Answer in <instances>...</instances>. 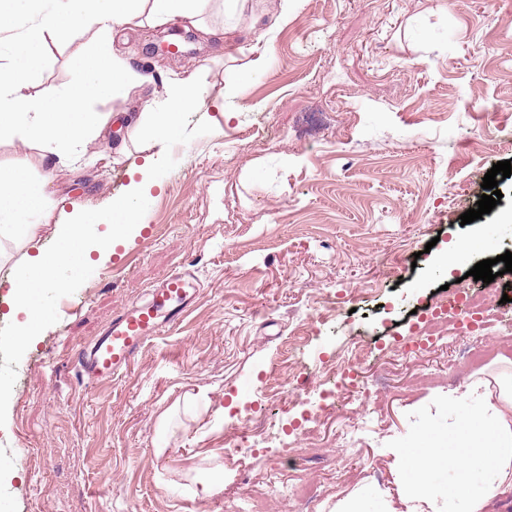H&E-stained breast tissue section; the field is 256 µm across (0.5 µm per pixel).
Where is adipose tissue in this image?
Wrapping results in <instances>:
<instances>
[{
  "instance_id": "obj_1",
  "label": "adipose tissue",
  "mask_w": 512,
  "mask_h": 512,
  "mask_svg": "<svg viewBox=\"0 0 512 512\" xmlns=\"http://www.w3.org/2000/svg\"><path fill=\"white\" fill-rule=\"evenodd\" d=\"M210 0H30L36 21L14 47V61L0 66V142L19 139L34 144L46 157L68 158L85 141L102 135L108 120L90 111L88 103L100 92L126 96L138 81L125 60L113 50L117 29L142 26L144 19L160 25L177 19L196 21ZM89 34L87 52L79 59L85 80L59 91L54 108H44L31 91L30 71L47 40ZM195 94L186 81L168 85L162 102L145 101L133 118L132 132L165 143L180 131L182 112L193 107ZM29 158H16L0 167V234L22 244L25 254L11 280L12 315L17 350L47 325L39 313L42 289L61 283L67 266L63 254L51 255L38 245L40 217L51 202L43 183L29 180ZM106 222V239H98L90 214L54 228L58 241L78 244L85 265L106 257L117 245L129 242L143 224L140 207L132 196L113 201ZM449 403L463 414L447 439L421 435L412 448L399 450L395 463L404 472L409 512H429L430 479L436 472L455 467L454 494L467 512H484L502 488H512V372L477 377L449 391Z\"/></svg>"
}]
</instances>
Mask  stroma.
Returning <instances> with one entry per match:
<instances>
[{"instance_id":"stroma-1","label":"stroma","mask_w":512,"mask_h":512,"mask_svg":"<svg viewBox=\"0 0 512 512\" xmlns=\"http://www.w3.org/2000/svg\"><path fill=\"white\" fill-rule=\"evenodd\" d=\"M283 7L287 24L266 34L258 17ZM203 19L206 34L177 21L117 31L118 53L155 72L127 96L91 100L107 130L78 161L50 167L33 144L0 143V165L25 154L32 178L51 176L39 235L50 253L53 225L128 194L122 146L160 157L141 233L75 275L71 315L51 318L21 356L0 354V448L13 454L0 500L9 512H301L308 498L315 512H406L395 448L447 434L460 414L449 390L512 362L510 272L482 291L479 331L445 323L432 345L399 347L421 311L473 285L476 263L512 251V176L491 213L460 219L493 164L512 161V0H252L231 19L212 0ZM164 42L180 54L153 62ZM86 43L43 52L38 97L82 80ZM255 47L271 55L259 75ZM181 77L197 102L166 148L121 133ZM435 237L468 249L453 275L430 266ZM185 267L203 285L186 319L119 380H82L77 350ZM358 345L364 392L324 377ZM300 373L316 380L311 392L295 390ZM353 429L361 442L348 451L340 435Z\"/></svg>"}]
</instances>
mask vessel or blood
I'll return each mask as SVG.
<instances>
[{"instance_id":"1","label":"vessel or blood","mask_w":512,"mask_h":512,"mask_svg":"<svg viewBox=\"0 0 512 512\" xmlns=\"http://www.w3.org/2000/svg\"><path fill=\"white\" fill-rule=\"evenodd\" d=\"M201 291V282L190 268L152 284L145 298L116 312L77 353L75 363L82 376L100 382L120 378L146 344L184 321Z\"/></svg>"}]
</instances>
